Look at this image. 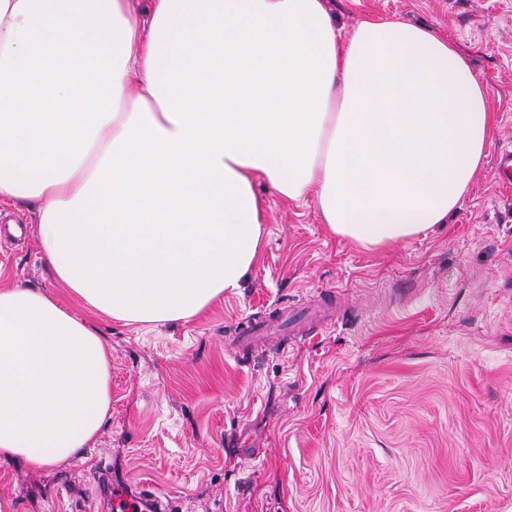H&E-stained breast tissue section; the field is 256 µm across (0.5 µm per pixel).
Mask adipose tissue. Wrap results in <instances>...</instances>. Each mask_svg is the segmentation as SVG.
<instances>
[{"instance_id": "adipose-tissue-1", "label": "adipose tissue", "mask_w": 512, "mask_h": 512, "mask_svg": "<svg viewBox=\"0 0 512 512\" xmlns=\"http://www.w3.org/2000/svg\"><path fill=\"white\" fill-rule=\"evenodd\" d=\"M490 90L447 40L324 0H0V203H30L70 296L0 288V461H68L110 415L72 310L187 320L258 263L266 180L366 249L446 223Z\"/></svg>"}]
</instances>
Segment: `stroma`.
Wrapping results in <instances>:
<instances>
[{
    "instance_id": "obj_1",
    "label": "stroma",
    "mask_w": 512,
    "mask_h": 512,
    "mask_svg": "<svg viewBox=\"0 0 512 512\" xmlns=\"http://www.w3.org/2000/svg\"><path fill=\"white\" fill-rule=\"evenodd\" d=\"M325 4L341 32L379 15L466 57L497 116L479 178L447 223L378 250L259 181L266 242L240 292L154 326L79 308L111 350V416L69 462L0 463L14 512H106L98 465L172 512H512V186L495 170L512 148V0ZM0 286L60 295L23 205L0 209ZM322 295L334 325L238 349L245 324Z\"/></svg>"
}]
</instances>
